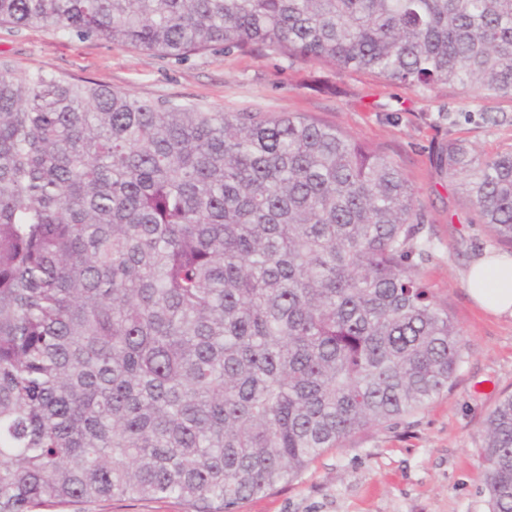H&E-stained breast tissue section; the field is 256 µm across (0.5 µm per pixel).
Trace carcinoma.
I'll list each match as a JSON object with an SVG mask.
<instances>
[{
	"instance_id": "obj_1",
	"label": "carcinoma",
	"mask_w": 512,
	"mask_h": 512,
	"mask_svg": "<svg viewBox=\"0 0 512 512\" xmlns=\"http://www.w3.org/2000/svg\"><path fill=\"white\" fill-rule=\"evenodd\" d=\"M222 46L512 99V0H0V24ZM436 162L512 246V152ZM399 167L301 113L142 101L0 63V512L298 475L440 395L462 331ZM512 512V395L478 448Z\"/></svg>"
}]
</instances>
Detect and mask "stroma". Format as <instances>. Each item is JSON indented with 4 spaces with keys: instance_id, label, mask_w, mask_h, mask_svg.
Instances as JSON below:
<instances>
[{
    "instance_id": "35a3bbf8",
    "label": "stroma",
    "mask_w": 512,
    "mask_h": 512,
    "mask_svg": "<svg viewBox=\"0 0 512 512\" xmlns=\"http://www.w3.org/2000/svg\"><path fill=\"white\" fill-rule=\"evenodd\" d=\"M0 61L138 99L212 112L302 113L335 125L392 160L411 183L431 240L423 283L467 343L452 383L427 407L361 430L325 449L296 478L240 501L234 512H489L477 450L487 415L512 393V319L491 315L465 288L472 261L499 253L457 182L435 164L437 148L466 142L478 155L512 150V100L478 98L453 85L431 89L334 70L257 47H216L182 59L129 44L78 40L33 24L0 26ZM37 512H189L176 498L74 501Z\"/></svg>"
}]
</instances>
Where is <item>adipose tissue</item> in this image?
<instances>
[{
    "instance_id": "1",
    "label": "adipose tissue",
    "mask_w": 512,
    "mask_h": 512,
    "mask_svg": "<svg viewBox=\"0 0 512 512\" xmlns=\"http://www.w3.org/2000/svg\"><path fill=\"white\" fill-rule=\"evenodd\" d=\"M466 288L483 310L512 316V256L483 254L471 264Z\"/></svg>"
}]
</instances>
